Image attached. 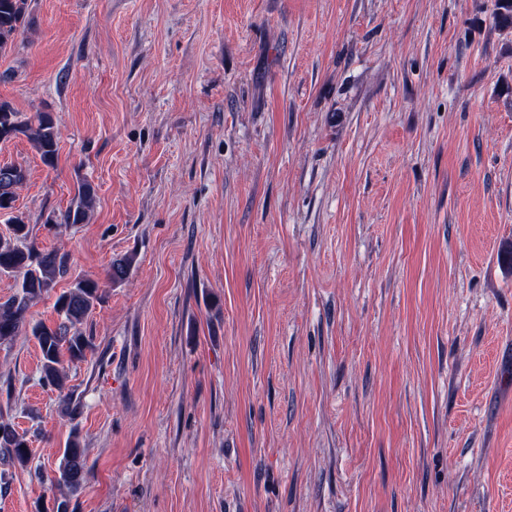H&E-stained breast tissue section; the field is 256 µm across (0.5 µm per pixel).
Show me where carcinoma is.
I'll return each instance as SVG.
<instances>
[{
	"mask_svg": "<svg viewBox=\"0 0 512 512\" xmlns=\"http://www.w3.org/2000/svg\"><path fill=\"white\" fill-rule=\"evenodd\" d=\"M31 0H0V56L7 55L16 39L28 25ZM27 138L37 150L42 163L53 168L59 151V130L49 112H20L13 104L0 99V140ZM28 171L20 164L0 165V217L5 218L9 232L0 236V276L13 277L17 291L0 301V345L11 343L29 327L37 341L40 356L41 384L58 392L62 401L73 402L74 391L68 386L66 365L86 360L92 350V337L83 325L89 314L104 300L99 283L72 274L70 255L54 249L40 250L33 242L32 228L26 224L15 206L17 190L26 182ZM95 186L86 179L77 182L74 196L66 210L46 217L44 227L52 229L62 224H85L96 205ZM135 265V255L126 254L112 261L108 279L119 284L126 281ZM70 280V287L55 301L57 321L52 325L36 322L26 325V315L32 303L55 288L58 281ZM0 455L12 464L28 467L32 462L30 439L18 432L13 424L0 422ZM49 480L64 487L69 494L37 505V512H74L72 498L87 484L90 476L83 437L76 428L70 436Z\"/></svg>",
	"mask_w": 512,
	"mask_h": 512,
	"instance_id": "carcinoma-1",
	"label": "carcinoma"
}]
</instances>
